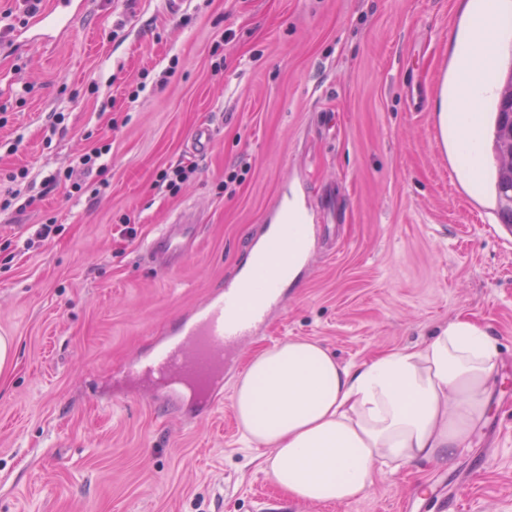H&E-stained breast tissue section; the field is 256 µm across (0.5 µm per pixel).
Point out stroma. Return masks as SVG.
Wrapping results in <instances>:
<instances>
[{
  "label": "stroma",
  "mask_w": 512,
  "mask_h": 512,
  "mask_svg": "<svg viewBox=\"0 0 512 512\" xmlns=\"http://www.w3.org/2000/svg\"><path fill=\"white\" fill-rule=\"evenodd\" d=\"M472 0H86L67 36L16 40L0 0V512H426L425 482L481 466L457 512H512V234L439 133ZM423 93L425 108L411 98ZM64 120L49 131L51 114ZM213 135L198 153L200 124ZM81 197L41 181L100 146ZM191 168L177 192L157 181ZM282 199L314 226L308 265L266 329L228 355L222 404L175 408L137 363L243 266ZM190 209L200 245L163 269L141 252ZM55 239L18 249L31 228ZM136 229L122 237L124 225ZM468 316L499 343L484 420L453 461L380 473L360 496L306 505L241 441L236 383L257 353L320 342L343 365L427 341Z\"/></svg>",
  "instance_id": "stroma-1"
}]
</instances>
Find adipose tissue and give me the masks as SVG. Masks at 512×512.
Wrapping results in <instances>:
<instances>
[{
	"mask_svg": "<svg viewBox=\"0 0 512 512\" xmlns=\"http://www.w3.org/2000/svg\"><path fill=\"white\" fill-rule=\"evenodd\" d=\"M490 59L483 36L468 40L458 71L469 99L483 93L473 75ZM497 358L495 337L466 317L356 369L316 341L291 340L251 358L234 409L247 441L270 449L278 488L301 502H344L382 469L453 457L486 413Z\"/></svg>",
	"mask_w": 512,
	"mask_h": 512,
	"instance_id": "1",
	"label": "adipose tissue"
}]
</instances>
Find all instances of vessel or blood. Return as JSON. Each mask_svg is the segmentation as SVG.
Instances as JSON below:
<instances>
[{
  "mask_svg": "<svg viewBox=\"0 0 512 512\" xmlns=\"http://www.w3.org/2000/svg\"><path fill=\"white\" fill-rule=\"evenodd\" d=\"M75 0H53L50 10L41 14L31 31L46 26L56 28L73 23ZM196 221L179 212L142 247L144 258L155 264L174 265L188 253L196 238ZM304 234L289 236L280 223L267 225L252 254L254 266L264 268L267 282L256 288L251 276L240 275L224 285L204 303L185 313L142 363L144 371L162 373L180 383L193 384L200 394L218 397L224 381V355L242 341L262 330L270 312L281 301L280 274L294 265L298 256H310Z\"/></svg>",
  "mask_w": 512,
  "mask_h": 512,
  "instance_id": "obj_1",
  "label": "vessel or blood"
}]
</instances>
